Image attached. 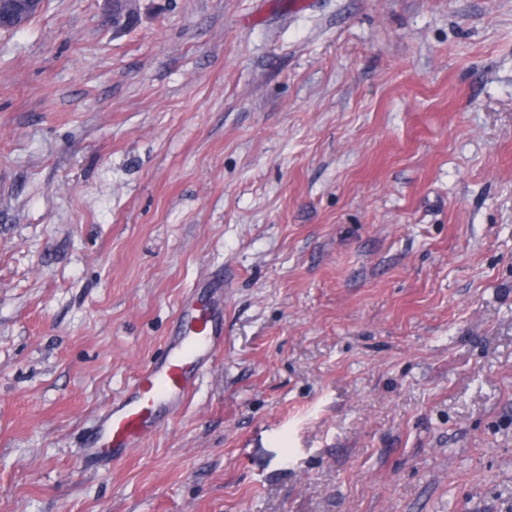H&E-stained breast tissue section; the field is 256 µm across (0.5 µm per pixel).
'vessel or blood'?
Segmentation results:
<instances>
[{
  "instance_id": "b4317fda",
  "label": "vessel or blood",
  "mask_w": 512,
  "mask_h": 512,
  "mask_svg": "<svg viewBox=\"0 0 512 512\" xmlns=\"http://www.w3.org/2000/svg\"><path fill=\"white\" fill-rule=\"evenodd\" d=\"M224 347V283L186 292L162 355L143 367L99 416L85 449L94 463H120L183 410Z\"/></svg>"
}]
</instances>
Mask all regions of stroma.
<instances>
[{
	"mask_svg": "<svg viewBox=\"0 0 512 512\" xmlns=\"http://www.w3.org/2000/svg\"><path fill=\"white\" fill-rule=\"evenodd\" d=\"M46 0L0 32V512H512V0ZM224 277V349L82 441ZM224 348V280L186 292L162 355L143 367L99 416L85 448L94 463L124 461L151 440L197 391Z\"/></svg>",
	"mask_w": 512,
	"mask_h": 512,
	"instance_id": "obj_1",
	"label": "stroma"
}]
</instances>
